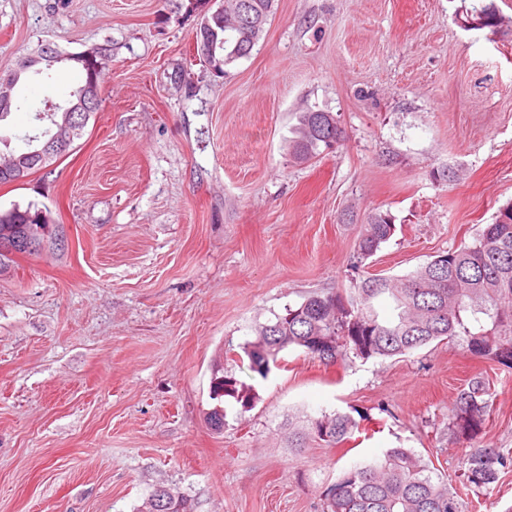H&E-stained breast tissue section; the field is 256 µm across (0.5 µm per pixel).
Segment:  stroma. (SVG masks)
Segmentation results:
<instances>
[{"label":"stroma","mask_w":512,"mask_h":512,"mask_svg":"<svg viewBox=\"0 0 512 512\" xmlns=\"http://www.w3.org/2000/svg\"><path fill=\"white\" fill-rule=\"evenodd\" d=\"M477 0H278L249 58L214 76L193 52L213 0H0V69L41 44L110 49L102 106L70 154L0 184V211L35 205L64 236L0 273V512H136L159 487L192 512H321L322 492L389 448L432 460L468 512H512V468L462 482L441 430L457 389L493 381L484 440L512 448V369L434 343L329 366L302 350L252 381L255 324L350 285L364 216L395 219L369 273L403 276L472 243L512 200V0L467 29ZM83 73L27 72L0 122L26 149ZM346 131L303 164L299 112ZM456 177L438 181L434 171ZM254 382L213 430L214 372ZM357 409L372 438L288 446V417ZM479 9L473 7L468 12L465 10L464 27L469 29L497 28L502 24V16L499 13L495 0H487Z\"/></svg>","instance_id":"1"}]
</instances>
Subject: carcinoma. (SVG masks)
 I'll list each match as a JSON object with an SVG mask.
<instances>
[{
  "label": "carcinoma",
  "instance_id": "obj_1",
  "mask_svg": "<svg viewBox=\"0 0 512 512\" xmlns=\"http://www.w3.org/2000/svg\"><path fill=\"white\" fill-rule=\"evenodd\" d=\"M277 10V0H224V14H207L210 28L198 35L214 46L208 64L217 74L229 66L227 56L247 59ZM502 24L495 0L473 8L464 16L469 29L497 28ZM25 57L0 72V90L14 91ZM66 118L59 106L44 113L49 127L42 136L28 139L27 152L49 140ZM331 112L311 109L297 116L288 139V152L296 163L309 161L322 150L339 145L345 130ZM25 152V153H27ZM25 153L16 154L20 160ZM43 211L18 206L0 212V241H23L33 224H47ZM392 216L381 210L366 215L351 267L352 285L336 292L314 293L298 305L259 323L255 339L243 346L249 370L262 380L269 377L281 353L302 349L321 362L394 358L434 342L462 347L477 359L512 367V202L502 206L471 244L444 251L402 278L364 276L367 261L393 235ZM393 315L381 316L379 304ZM314 336L334 337L333 346L320 349ZM223 397L232 398L242 411L252 407L258 392L253 385L224 376ZM490 383L480 377L458 389L444 430L464 439L463 481L475 492H488L502 470L512 464V452L482 443L491 409ZM359 422L349 413L306 414L288 417V447L297 451L312 442L327 447L346 443ZM140 512H189L186 499L160 487ZM322 512H466L461 498L430 462L406 448H390L378 459L365 460L344 471L324 490Z\"/></svg>",
  "mask_w": 512,
  "mask_h": 512
}]
</instances>
